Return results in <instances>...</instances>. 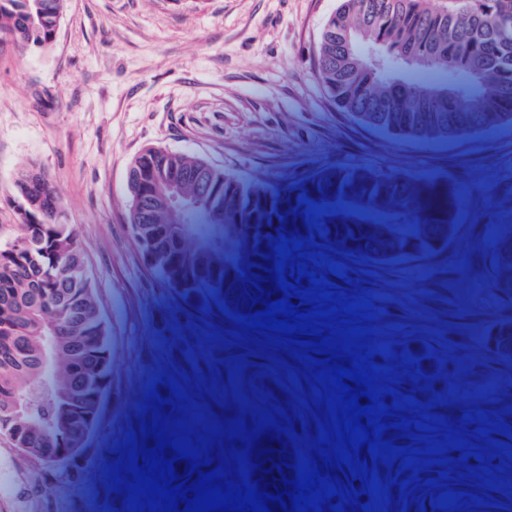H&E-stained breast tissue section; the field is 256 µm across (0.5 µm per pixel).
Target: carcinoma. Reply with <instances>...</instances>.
Returning a JSON list of instances; mask_svg holds the SVG:
<instances>
[{"mask_svg": "<svg viewBox=\"0 0 512 512\" xmlns=\"http://www.w3.org/2000/svg\"><path fill=\"white\" fill-rule=\"evenodd\" d=\"M65 0H0V36L26 51L43 53L55 42L54 21ZM317 71L336 107L391 141L464 139L512 125V0H341L319 40ZM412 72L433 76L426 83ZM155 166L177 178L175 189L197 199L183 216L172 209L163 181L146 189L145 206L135 193L145 169ZM130 228L137 245L158 224H184L179 245L156 251L149 267L186 308L222 316L265 309L282 298L275 273L273 239L308 237L344 257L389 264L444 254L458 228L459 195L445 178L326 166L280 189L246 181L186 154L150 147L128 172ZM15 188L40 199L43 214H19L9 238L0 240V413L20 404L19 441L13 446L48 465L59 448H81L88 429L98 428L100 407L112 372V347L94 288L81 259L77 233L50 213L63 208L55 185L38 166L20 172ZM311 204H304V198ZM320 210V228L306 224V210ZM512 242V224L491 236L492 285L512 300V259L498 249ZM268 256L264 272L247 287L240 272ZM193 280L194 287L181 284ZM258 287H253V283ZM262 300L252 303V299ZM512 316L484 336L488 349L512 364L491 341L505 343ZM267 460L286 455L289 466L252 468L250 482L270 494L285 491L298 457L277 430L259 434ZM271 487H266V484Z\"/></svg>", "mask_w": 512, "mask_h": 512, "instance_id": "obj_1", "label": "carcinoma"}]
</instances>
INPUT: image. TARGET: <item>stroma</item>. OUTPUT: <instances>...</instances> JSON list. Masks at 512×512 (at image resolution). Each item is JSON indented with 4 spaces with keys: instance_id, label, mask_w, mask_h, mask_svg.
<instances>
[{
    "instance_id": "obj_1",
    "label": "stroma",
    "mask_w": 512,
    "mask_h": 512,
    "mask_svg": "<svg viewBox=\"0 0 512 512\" xmlns=\"http://www.w3.org/2000/svg\"><path fill=\"white\" fill-rule=\"evenodd\" d=\"M340 0H66L52 49L30 53L0 41V225L15 224V177L38 164L53 178L109 331L112 376L98 430L85 452L49 467L0 434V468L20 479L0 512H128L105 469L139 431L154 377L175 379L197 415L190 428L251 420L276 407L294 447L316 442L322 419L308 368L287 350L239 337L231 318L189 312L144 265L128 223V169L148 147L199 157L234 176L280 184L342 165L432 174L463 188L460 225L447 254L374 265L333 256L340 289L373 302L375 364L393 367L396 388L444 417L480 459L447 450V512H512V365L482 342L512 302L490 287L488 227L512 223V126L448 142H392L338 111L316 73L320 33ZM419 358L422 379L405 372ZM299 383L289 381V373ZM500 423L476 435L470 416ZM497 469L499 488L474 475ZM388 512H437L428 487L439 466L402 489L399 463H377ZM481 505L472 506V497Z\"/></svg>"
}]
</instances>
